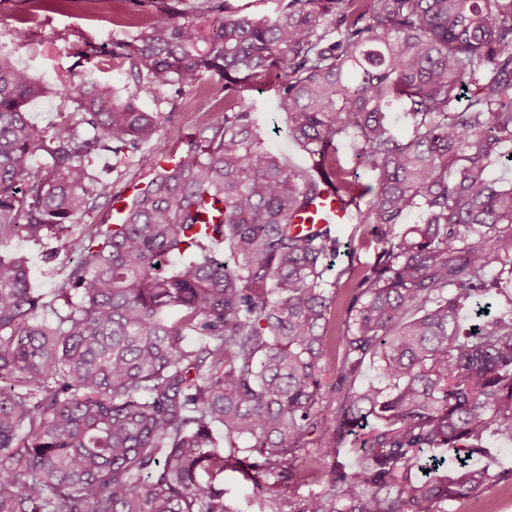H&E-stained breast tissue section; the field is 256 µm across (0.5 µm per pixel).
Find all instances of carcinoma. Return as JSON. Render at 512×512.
I'll return each mask as SVG.
<instances>
[{"label":"carcinoma","mask_w":512,"mask_h":512,"mask_svg":"<svg viewBox=\"0 0 512 512\" xmlns=\"http://www.w3.org/2000/svg\"><path fill=\"white\" fill-rule=\"evenodd\" d=\"M277 2L257 19L231 0H166L170 16H222L219 33L199 49L191 22L160 19L113 44L137 94L70 80L60 95L80 121L49 135L27 118L45 86L0 50V512H236L224 471L263 491L349 442L351 472L296 511L265 490L264 512H441L493 481L480 460L488 440L512 443V296L482 325L462 319L512 282V184L490 174L512 154V0ZM209 73L224 110L132 186L117 223L73 237L122 196L89 159L110 155L119 180L129 154L167 153L164 113L139 99L201 92ZM260 85L307 166L265 145L243 104ZM330 189L372 195L353 222L381 252L351 285L345 269L324 280L336 225L291 227ZM19 238L80 255L61 278L47 269L49 301ZM348 285L330 394L331 306ZM367 358L379 382L360 385ZM111 206L113 210L112 201L109 198H101L98 201V207L89 216H82L76 220L73 231L76 235L81 234L83 231V224H111Z\"/></svg>","instance_id":"1"}]
</instances>
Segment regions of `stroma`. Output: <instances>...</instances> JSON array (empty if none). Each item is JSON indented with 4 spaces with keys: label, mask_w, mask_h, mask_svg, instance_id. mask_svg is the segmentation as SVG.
<instances>
[{
    "label": "stroma",
    "mask_w": 512,
    "mask_h": 512,
    "mask_svg": "<svg viewBox=\"0 0 512 512\" xmlns=\"http://www.w3.org/2000/svg\"><path fill=\"white\" fill-rule=\"evenodd\" d=\"M109 13L76 8L60 11H34L31 0H0V46L9 50L17 66L43 79L47 93L30 103L27 116L33 126L53 132L63 121H78L74 104L56 94L60 81L78 78L84 71L111 84L120 98L135 94L136 86L127 67L113 63L108 51L114 41L131 39L134 31L111 24ZM205 93L173 98L162 92L159 99L143 100L144 108L164 113L161 135L169 148L183 149L191 134L208 120L211 112L224 106L222 82L213 77ZM244 103L257 119L267 145L294 167L304 166L306 157L288 136V118L276 109L272 89L249 92ZM338 235L341 245L334 267L326 272L335 281L338 270L348 266L369 269L377 251L355 236L354 227L343 224ZM442 512H512V479L496 481L468 499L449 500Z\"/></svg>",
    "instance_id": "1"
}]
</instances>
